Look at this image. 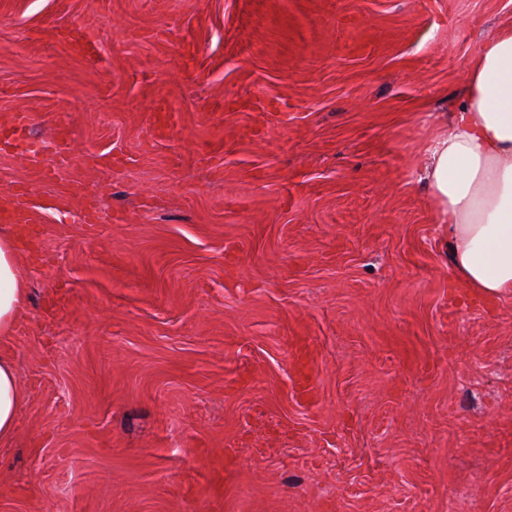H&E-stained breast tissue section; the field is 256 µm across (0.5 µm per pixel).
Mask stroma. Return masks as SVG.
<instances>
[{"label":"stroma","instance_id":"obj_1","mask_svg":"<svg viewBox=\"0 0 512 512\" xmlns=\"http://www.w3.org/2000/svg\"><path fill=\"white\" fill-rule=\"evenodd\" d=\"M511 20L0 0V121L69 131L51 181L0 150V194L40 207L0 512H512V296L465 295L410 179L424 112ZM52 37L66 42L73 52L81 55L92 57L97 50L95 43L88 36L78 32L61 33L56 31L52 34Z\"/></svg>","mask_w":512,"mask_h":512}]
</instances>
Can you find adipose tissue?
<instances>
[{"label": "adipose tissue", "instance_id": "obj_1", "mask_svg": "<svg viewBox=\"0 0 512 512\" xmlns=\"http://www.w3.org/2000/svg\"><path fill=\"white\" fill-rule=\"evenodd\" d=\"M449 109L427 113L431 132L413 180L445 225L448 265L478 298L512 296V22L498 26L469 59ZM29 269L12 233L0 232V345L10 342L28 300ZM24 401L11 355L0 353V443L17 430Z\"/></svg>", "mask_w": 512, "mask_h": 512}]
</instances>
